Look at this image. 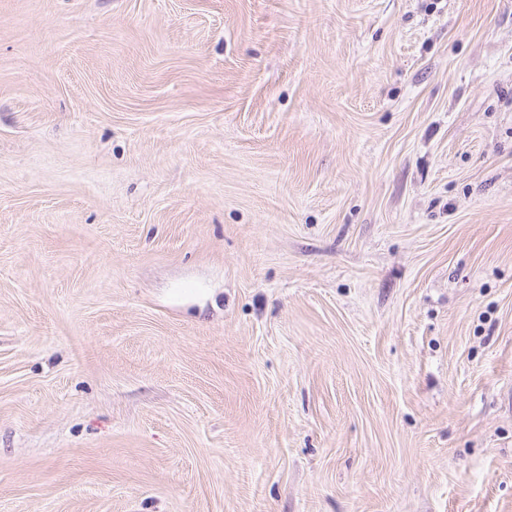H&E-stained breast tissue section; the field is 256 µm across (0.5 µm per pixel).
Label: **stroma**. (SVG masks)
Here are the masks:
<instances>
[{
    "mask_svg": "<svg viewBox=\"0 0 512 512\" xmlns=\"http://www.w3.org/2000/svg\"><path fill=\"white\" fill-rule=\"evenodd\" d=\"M0 512H512V0H0Z\"/></svg>",
    "mask_w": 512,
    "mask_h": 512,
    "instance_id": "1",
    "label": "stroma"
}]
</instances>
